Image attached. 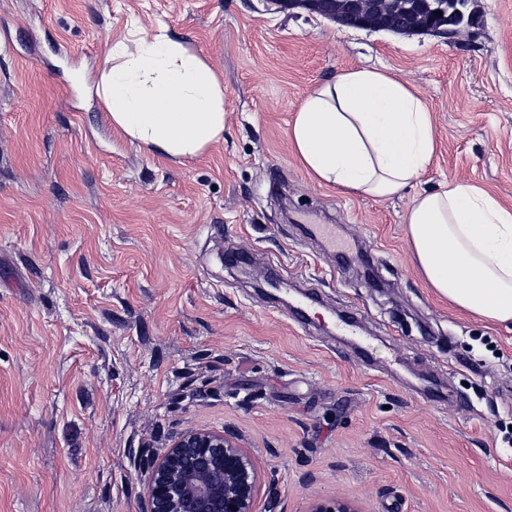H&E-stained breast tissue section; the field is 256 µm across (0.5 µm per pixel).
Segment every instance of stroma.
Wrapping results in <instances>:
<instances>
[{
	"mask_svg": "<svg viewBox=\"0 0 512 512\" xmlns=\"http://www.w3.org/2000/svg\"><path fill=\"white\" fill-rule=\"evenodd\" d=\"M471 10L442 38L265 0H0V512H143L153 458L196 428L252 450L276 512H512V323L441 298L405 224L451 181L512 208V0ZM161 31L224 90V133L189 160L89 90L108 46ZM354 68L430 114L431 158L389 199L319 183L288 138ZM288 4H289V8H293V7H297V6H300V7L307 6L309 8L308 10L318 11L320 14H322V15L328 17L329 19L333 20L334 22H336V24H338L340 27L366 29V30H371V31L386 30V29H383V27L380 24L375 22V20L370 15H368L365 11H360L358 13L347 16L343 19L336 20L335 17H332L331 15H329L317 2L309 1V0H305V1H291L290 0V1H288ZM315 4L318 5V7L316 8L317 10H315Z\"/></svg>",
	"mask_w": 512,
	"mask_h": 512,
	"instance_id": "obj_1",
	"label": "stroma"
}]
</instances>
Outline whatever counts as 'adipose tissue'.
<instances>
[{
	"instance_id": "1",
	"label": "adipose tissue",
	"mask_w": 512,
	"mask_h": 512,
	"mask_svg": "<svg viewBox=\"0 0 512 512\" xmlns=\"http://www.w3.org/2000/svg\"><path fill=\"white\" fill-rule=\"evenodd\" d=\"M95 91L113 125L152 153L191 158L224 133V91L214 70L181 40L144 35L107 51ZM289 139L319 182L388 199L434 149L423 101L370 68L343 71L299 107ZM406 222L431 288L481 318L512 322V208L466 182L417 196Z\"/></svg>"
}]
</instances>
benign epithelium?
Returning a JSON list of instances; mask_svg holds the SVG:
<instances>
[{"label": "benign epithelium", "mask_w": 512, "mask_h": 512, "mask_svg": "<svg viewBox=\"0 0 512 512\" xmlns=\"http://www.w3.org/2000/svg\"><path fill=\"white\" fill-rule=\"evenodd\" d=\"M428 32L459 33L473 15L454 0H433ZM442 11V15L435 11ZM341 27L381 31L364 11L336 21ZM259 472L252 452L224 432L196 429L172 439L152 461L146 480L147 512H257Z\"/></svg>", "instance_id": "obj_1"}]
</instances>
